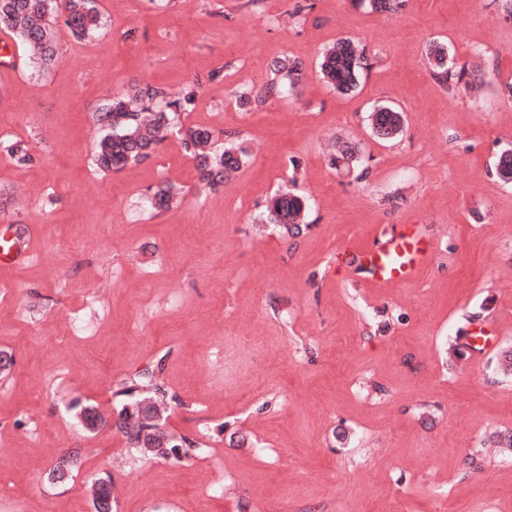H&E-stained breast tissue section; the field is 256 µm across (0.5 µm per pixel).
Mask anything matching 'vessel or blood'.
I'll list each match as a JSON object with an SVG mask.
<instances>
[{"mask_svg":"<svg viewBox=\"0 0 512 512\" xmlns=\"http://www.w3.org/2000/svg\"><path fill=\"white\" fill-rule=\"evenodd\" d=\"M27 255L20 238L0 236L1 262H16ZM433 255L434 242L424 225H381L369 245L337 251L336 268L351 279L388 288L417 279L430 265ZM459 344L477 362L492 348L493 340L471 335L461 337Z\"/></svg>","mask_w":512,"mask_h":512,"instance_id":"obj_1","label":"vessel or blood"}]
</instances>
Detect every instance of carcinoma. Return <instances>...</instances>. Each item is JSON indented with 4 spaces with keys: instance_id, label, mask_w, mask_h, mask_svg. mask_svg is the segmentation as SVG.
Segmentation results:
<instances>
[{
    "instance_id": "cac0c4a2",
    "label": "carcinoma",
    "mask_w": 512,
    "mask_h": 512,
    "mask_svg": "<svg viewBox=\"0 0 512 512\" xmlns=\"http://www.w3.org/2000/svg\"><path fill=\"white\" fill-rule=\"evenodd\" d=\"M100 27L101 14L95 0H0V30L14 35L22 49L35 48L37 53L27 56L28 63L43 71L61 62L59 29L82 41ZM427 59L437 82L448 84L455 67L448 44L443 40L431 42ZM318 67L326 84L349 94L358 88L369 64L364 47L350 38H340L322 52ZM274 71L275 79L268 87L270 94L297 86L302 79L303 64L284 57L276 61ZM196 89L194 85L183 97L173 99L160 85L132 84L99 105L93 112L94 121L103 130L94 156L97 168L112 172L133 167L151 158L157 146L175 131L180 136L181 148L195 162L201 186L214 191L223 185L224 178L237 171L244 159L241 152L220 141V133L215 129L182 124L181 113L195 101ZM368 120L372 132L380 139H394L403 132V110L392 104L373 106ZM0 149L19 166L32 161L28 144L23 140L1 141ZM353 159L354 149L345 144L336 145V152L330 155L331 165L336 168L349 165ZM496 171L502 181L512 182V148L500 154ZM180 203L179 193L168 186L158 187L150 198L151 206L159 211H168ZM306 212L302 197L281 193L274 196L268 207V220L289 230L305 223ZM141 388L147 390V395H133L119 410L118 430L144 456L173 463L188 460L193 447L186 444V438L169 435L161 427L160 420L170 400L155 372L145 374L137 383L123 389L122 394ZM171 448L183 449V455L170 457ZM98 482L101 486L94 495V510L112 512L115 505L112 480L100 478Z\"/></svg>"
}]
</instances>
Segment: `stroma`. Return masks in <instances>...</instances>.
<instances>
[{
    "mask_svg": "<svg viewBox=\"0 0 512 512\" xmlns=\"http://www.w3.org/2000/svg\"><path fill=\"white\" fill-rule=\"evenodd\" d=\"M97 0L90 40L60 32L63 59L37 73L24 55L0 79V225L29 243L0 264V512H94L90 487L115 483V512H512V14L505 0ZM361 40L371 67L351 95L315 73L322 48ZM443 40L464 66L439 84L426 61ZM304 78L266 95L274 62ZM224 76L208 81L216 69ZM480 96H470L468 77ZM202 80L183 124L224 130L241 168L203 190L169 136L147 162L101 175L91 113L132 83L178 98ZM253 100L242 107L238 92ZM391 102L402 135L367 116ZM348 143L351 169L330 166ZM180 189L178 210L144 202ZM291 190L308 221L282 233L265 206ZM380 224H425L428 270L392 288L333 274L343 244ZM496 349L472 363L459 338ZM227 338L223 362L205 356ZM176 401L164 428L199 442L189 466L140 457L117 432L120 382L147 371ZM106 419L86 432L80 409ZM66 483L52 469L73 449ZM222 482L214 498L202 491ZM368 115L372 132L380 139H394L404 128L403 110L388 103L374 105Z\"/></svg>",
    "mask_w": 512,
    "mask_h": 512,
    "instance_id": "stroma-1",
    "label": "stroma"
}]
</instances>
